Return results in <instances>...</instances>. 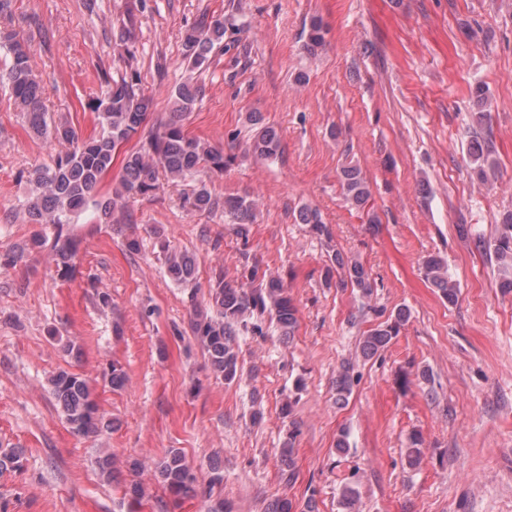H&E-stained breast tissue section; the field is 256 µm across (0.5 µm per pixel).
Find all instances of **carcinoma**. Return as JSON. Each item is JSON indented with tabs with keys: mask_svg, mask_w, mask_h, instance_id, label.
Here are the masks:
<instances>
[{
	"mask_svg": "<svg viewBox=\"0 0 512 512\" xmlns=\"http://www.w3.org/2000/svg\"><path fill=\"white\" fill-rule=\"evenodd\" d=\"M326 27L322 19L310 20L306 48L313 53L325 42ZM8 45L11 59L0 79L7 81L11 95L31 129L40 137L64 147L54 164L36 169L29 182L32 191L26 203L30 220L35 224L54 226L51 246L52 262L58 275L68 277L76 269L77 241L67 231L71 217L94 203L100 217L108 219L124 207L130 198L149 194L159 189L158 173L164 172L168 182L177 185L202 170L222 174L235 162L236 155L226 154L207 141L189 135L182 124L184 117L194 111L204 97L203 85L188 81L175 87L170 99L173 105L171 119L161 128L147 133L140 146L124 154L120 179L112 195L97 199L105 175L112 169L118 147L143 127L153 107V98L140 91L137 70L125 71L117 80L104 77L107 91L92 99L88 107L97 113L101 131L98 135L80 140L73 128L48 118L41 101V84L33 72L29 53L16 33L0 30V43ZM224 42V22L220 19L201 20L187 29L183 36L185 56L191 69H201L210 60L215 49ZM247 122L253 135L246 152L256 158L270 160L282 152L278 129L261 112H250ZM470 155L478 173H484L489 152L478 140L472 141ZM340 186L344 200L351 206L365 208L371 196L369 185L356 165L341 169ZM183 206L191 212L224 210V215L236 226V234L247 237L258 204L247 196L219 199L203 184L183 196ZM300 224L309 226L315 235L331 241V232L321 214L310 207L301 208L296 216ZM486 247L491 251L502 276V287L512 289V212L503 215L496 232ZM165 264L170 278L188 285L194 281L195 258L187 251L164 249ZM330 261L341 273L339 284L350 286L368 299L373 294V282L363 264L345 256L340 250L332 251ZM250 285H232L224 281V271L215 274L216 288L209 301L214 314L196 313L191 324L193 336L203 347L212 373L231 383L239 373L237 341L240 330L247 328L244 316H263L274 312L276 323L285 336L294 334L297 308L281 277L273 275L253 262L247 266ZM424 276L440 295L453 304L458 298L456 283L448 277V270L440 259L430 256L424 260ZM409 311L399 307L390 317L360 338L359 350L370 359L386 348L407 322ZM354 378L350 365L342 366L336 377V401H345L352 393ZM52 394L58 401L63 417L78 434H96L112 428V420L105 418L88 381L81 375L61 370L49 380ZM280 450L281 477L290 484L295 478L293 439ZM22 452L16 448H0V470H18L22 467ZM156 476L171 496L176 499L194 489L196 474L184 454L176 449L157 464ZM224 481L215 469L209 479L207 512H231L229 504L218 493ZM358 492L351 486L342 488L340 505L343 512H357Z\"/></svg>",
	"mask_w": 512,
	"mask_h": 512,
	"instance_id": "obj_1",
	"label": "carcinoma"
}]
</instances>
